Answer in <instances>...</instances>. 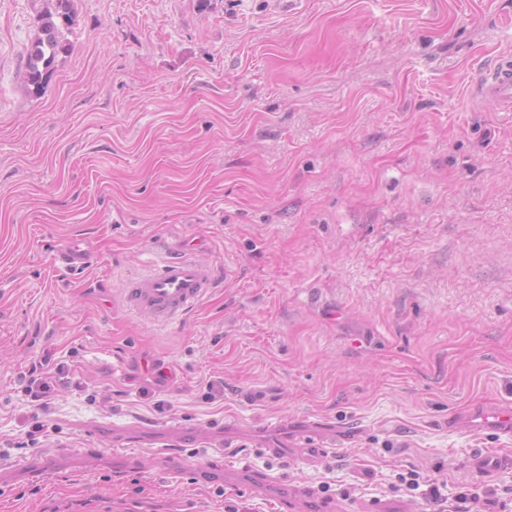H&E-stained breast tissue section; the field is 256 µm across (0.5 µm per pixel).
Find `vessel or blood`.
Listing matches in <instances>:
<instances>
[{
	"label": "vessel or blood",
	"mask_w": 512,
	"mask_h": 512,
	"mask_svg": "<svg viewBox=\"0 0 512 512\" xmlns=\"http://www.w3.org/2000/svg\"><path fill=\"white\" fill-rule=\"evenodd\" d=\"M472 93L480 102L501 110L512 109V54L504 53L476 78ZM216 285L215 269L211 264L187 255L172 256L162 260L150 272L130 278L121 290L124 308L137 317L157 324L179 321L202 303ZM469 423L512 435V406L485 403L475 407L468 415ZM249 439L259 442L276 455L298 454L325 439L335 438V430L317 422L303 425L296 433L281 432L271 437L264 427L246 430ZM199 432L177 423L163 425L154 432L153 441L163 447H185L200 441ZM56 462L50 455H34L15 461L8 469L10 476L18 479L45 477ZM512 465V455L479 451L469 459L472 471L488 474ZM253 487L261 492L276 490L279 512H295L298 490L295 486H277L264 475L251 478Z\"/></svg>",
	"instance_id": "1"
}]
</instances>
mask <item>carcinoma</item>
<instances>
[{
  "mask_svg": "<svg viewBox=\"0 0 512 512\" xmlns=\"http://www.w3.org/2000/svg\"><path fill=\"white\" fill-rule=\"evenodd\" d=\"M38 19L37 32L26 49L25 70L26 84L37 92L44 87L55 58L72 49L63 30L72 23L73 0H43Z\"/></svg>",
  "mask_w": 512,
  "mask_h": 512,
  "instance_id": "cac0c4a2",
  "label": "carcinoma"
}]
</instances>
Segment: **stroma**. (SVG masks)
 Segmentation results:
<instances>
[{
    "instance_id": "stroma-1",
    "label": "stroma",
    "mask_w": 512,
    "mask_h": 512,
    "mask_svg": "<svg viewBox=\"0 0 512 512\" xmlns=\"http://www.w3.org/2000/svg\"><path fill=\"white\" fill-rule=\"evenodd\" d=\"M40 7L0 0V465L61 461L0 479V512H275L199 482L216 461L343 512H425L396 487L411 469L512 512V466L466 465L512 437L448 423L512 404V111L472 96L512 53V0H74L37 92ZM71 240L80 273L54 262ZM182 243L226 279L181 321L130 316L124 282ZM47 352L67 377L30 445L23 376ZM286 420L355 437L312 461L112 437ZM55 462L56 459L53 456L34 455L15 461L6 473L18 479H40L49 473Z\"/></svg>"
}]
</instances>
